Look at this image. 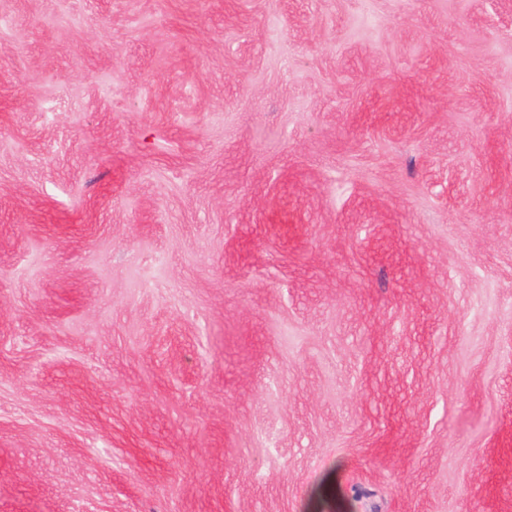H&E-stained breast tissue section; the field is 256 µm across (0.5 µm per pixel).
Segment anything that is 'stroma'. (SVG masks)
Wrapping results in <instances>:
<instances>
[{
  "label": "stroma",
  "instance_id": "stroma-1",
  "mask_svg": "<svg viewBox=\"0 0 512 512\" xmlns=\"http://www.w3.org/2000/svg\"><path fill=\"white\" fill-rule=\"evenodd\" d=\"M512 512V0H0V512Z\"/></svg>",
  "mask_w": 512,
  "mask_h": 512
}]
</instances>
